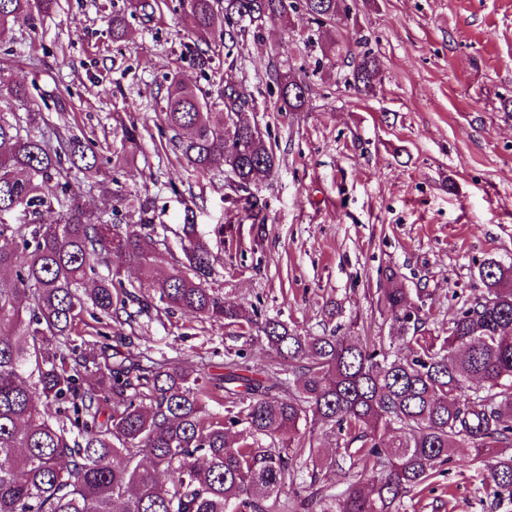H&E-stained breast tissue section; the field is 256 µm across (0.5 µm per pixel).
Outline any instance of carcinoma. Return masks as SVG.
Returning <instances> with one entry per match:
<instances>
[{
    "instance_id": "obj_1",
    "label": "carcinoma",
    "mask_w": 512,
    "mask_h": 512,
    "mask_svg": "<svg viewBox=\"0 0 512 512\" xmlns=\"http://www.w3.org/2000/svg\"><path fill=\"white\" fill-rule=\"evenodd\" d=\"M57 0H0V30L47 13ZM195 42L238 36L293 13L317 31L349 17L348 0H182ZM359 96L376 91L381 63L370 50L346 53ZM280 111L300 112L312 91L305 78L274 68ZM29 88L0 76V103L29 102ZM254 96L244 81L216 96L174 80L162 115L189 166L217 165L242 191L275 166V154L244 110ZM113 157L134 161L140 134L121 125ZM20 119L0 111V512H281L295 485L298 457L320 466L313 436L343 438L336 470L339 495L313 492L302 512H406L405 499L455 461L469 443L473 460L489 459L492 494L512 497V265L489 259L481 290L448 328H428L423 294L412 296L397 272L380 298L385 336L352 338L342 325L312 334L206 287L213 255L185 214L180 255L159 248L151 210L139 223L108 224L72 190L73 170H97L96 145L78 137L52 141L22 134ZM58 209L51 224L22 214ZM168 263L157 281L154 268ZM136 267L141 277L123 281ZM94 282L91 293L82 290ZM182 311L266 342L284 377H262L239 361L224 362V397L211 381L173 362L145 363L104 340L89 364L67 337L88 315L132 325L152 308ZM404 345V357L396 348ZM96 382L84 385L83 373ZM224 403V416L208 402ZM243 426L245 435L230 431ZM270 440L275 446H262Z\"/></svg>"
}]
</instances>
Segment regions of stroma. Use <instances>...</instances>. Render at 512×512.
Returning <instances> with one entry per match:
<instances>
[{
	"label": "stroma",
	"instance_id": "35a3bbf8",
	"mask_svg": "<svg viewBox=\"0 0 512 512\" xmlns=\"http://www.w3.org/2000/svg\"><path fill=\"white\" fill-rule=\"evenodd\" d=\"M129 34L112 39V16ZM305 16L267 23L240 41L234 65L215 41L211 66L187 50L192 38L179 0L140 11L132 0H59L57 9L0 35V74L34 85L44 117L31 135L61 133L94 142L111 156L122 131L141 133L133 163L114 168L126 203L113 209L103 173L80 172L79 203L116 224L139 221L151 206L158 239L178 249L186 209L216 256L209 288L246 308L319 333L329 303L357 318L355 335H376L377 300L394 269L410 291L424 290L430 328L447 326L481 282L490 258L512 265V0H354L336 29L346 43L364 38L381 61L374 96L340 82V57L305 45ZM307 72L304 111L279 110L265 68ZM246 79L257 101L248 118L276 155L271 175L248 192L230 189L223 168L188 167L161 120L171 79L199 93L226 78ZM255 199L265 221L251 223ZM136 350L222 377L227 354L245 350L269 376L280 365L269 348L230 335L223 323L151 312L121 326ZM462 448L407 512H512L492 500L484 464Z\"/></svg>",
	"mask_w": 512,
	"mask_h": 512
}]
</instances>
